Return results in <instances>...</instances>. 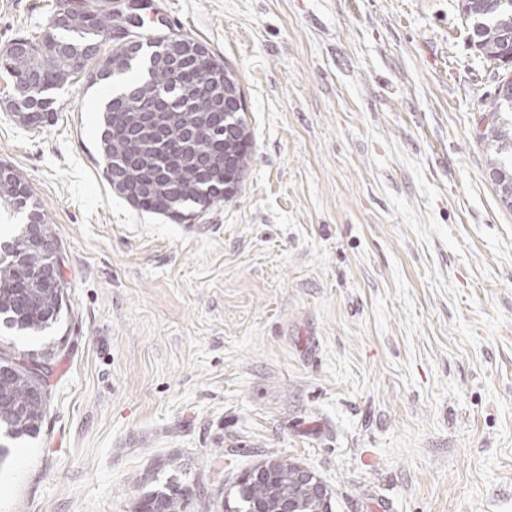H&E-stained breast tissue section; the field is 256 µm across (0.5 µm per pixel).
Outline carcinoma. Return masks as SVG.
<instances>
[{
  "instance_id": "cac0c4a2",
  "label": "carcinoma",
  "mask_w": 512,
  "mask_h": 512,
  "mask_svg": "<svg viewBox=\"0 0 512 512\" xmlns=\"http://www.w3.org/2000/svg\"><path fill=\"white\" fill-rule=\"evenodd\" d=\"M506 8L487 9L484 0H461L460 8L469 25V40L479 57L490 64H497L512 56V0ZM82 14L70 30L48 27L38 36L22 35L15 38L9 49L0 55V69L4 70L15 85L31 78L36 79L38 92L23 118L37 124L53 111V91L64 85L76 74L69 64L71 51L87 41L107 40L114 16L96 0H84ZM158 39L146 42L151 52L131 62L119 52H109L97 61L91 79L96 82L113 78V69L137 71L145 80L130 81L106 101L101 116L100 154L108 180L125 174L124 161L134 151L131 142L115 132L114 124L127 110L128 91L137 89L145 95L156 89L163 90L180 101L176 111L181 113L179 130L156 140L146 150L152 158V168L161 175L159 198L163 201L161 213H182L187 204H197L202 198L222 199L219 184L200 178L197 158L208 153L215 141L236 131L239 120L230 118L224 129L204 126L201 113L214 112L211 97L200 95L196 86L211 78L204 69L189 68L180 79L146 63L156 50ZM485 111L492 114L493 122L480 134L485 145L494 152L491 169L496 172V189L503 206L512 209V105L499 95L485 104ZM6 174L0 177V206L26 215L41 224L44 237L58 241L53 225L37 202L22 176L11 166L0 164ZM60 253H50L28 244L26 228L0 245V323L4 328L22 336H37L59 323L67 307L66 283L58 279L54 288L46 285L45 270L59 261ZM55 357L54 351H45L41 357L22 358L15 361L11 354L0 355V465L11 454L10 442L26 437L36 438L41 432L47 412L49 384L45 365ZM306 470L294 459L268 456L254 467L239 475L232 491L224 495V512H281L288 503L291 512H331L332 492L321 491L325 484L314 472L309 471L308 483L315 491L301 490L297 476ZM148 490L135 506V512H188L193 489L172 478L164 483L155 479V471L143 477Z\"/></svg>"
}]
</instances>
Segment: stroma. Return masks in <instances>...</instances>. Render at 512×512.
<instances>
[{
  "mask_svg": "<svg viewBox=\"0 0 512 512\" xmlns=\"http://www.w3.org/2000/svg\"><path fill=\"white\" fill-rule=\"evenodd\" d=\"M244 95L247 167L193 216L115 192L103 86L80 72L31 125L0 75V163L54 224L61 322L38 438L0 512H133L176 458L191 512L268 455L332 512H512V210L478 138L499 71L459 0H149ZM59 0H0V52Z\"/></svg>",
  "mask_w": 512,
  "mask_h": 512,
  "instance_id": "obj_1",
  "label": "stroma"
}]
</instances>
